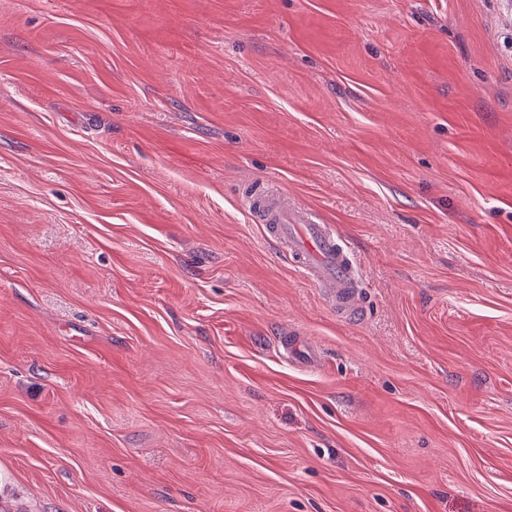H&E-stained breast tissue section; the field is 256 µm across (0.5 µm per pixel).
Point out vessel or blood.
<instances>
[{"instance_id": "vessel-or-blood-1", "label": "vessel or blood", "mask_w": 512, "mask_h": 512, "mask_svg": "<svg viewBox=\"0 0 512 512\" xmlns=\"http://www.w3.org/2000/svg\"><path fill=\"white\" fill-rule=\"evenodd\" d=\"M249 200L267 238L323 288L337 312L352 318L360 315L355 261L334 230L319 223L310 209L290 202L287 193L269 192L262 183L250 186Z\"/></svg>"}]
</instances>
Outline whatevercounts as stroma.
Segmentation results:
<instances>
[{"mask_svg": "<svg viewBox=\"0 0 512 512\" xmlns=\"http://www.w3.org/2000/svg\"><path fill=\"white\" fill-rule=\"evenodd\" d=\"M0 506L512 512V0H0ZM250 208L264 224L267 238L288 252L304 274L323 288L338 313L361 314L355 279V261L340 237L314 213L288 201L285 192L271 193L262 182L249 187Z\"/></svg>", "mask_w": 512, "mask_h": 512, "instance_id": "stroma-1", "label": "stroma"}]
</instances>
